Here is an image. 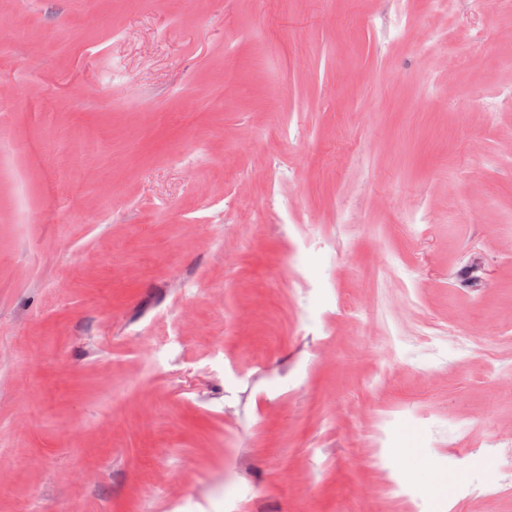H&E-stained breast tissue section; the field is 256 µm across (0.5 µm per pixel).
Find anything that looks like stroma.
Listing matches in <instances>:
<instances>
[{"label":"stroma","mask_w":512,"mask_h":512,"mask_svg":"<svg viewBox=\"0 0 512 512\" xmlns=\"http://www.w3.org/2000/svg\"><path fill=\"white\" fill-rule=\"evenodd\" d=\"M0 19V512H512V0Z\"/></svg>","instance_id":"obj_1"}]
</instances>
